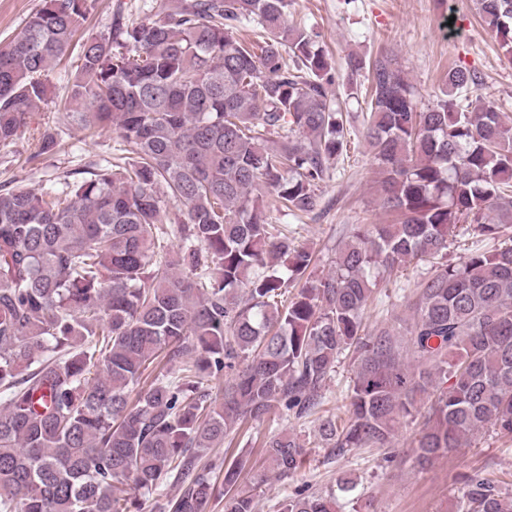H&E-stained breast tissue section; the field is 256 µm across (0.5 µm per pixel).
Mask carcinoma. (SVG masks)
Here are the masks:
<instances>
[{
  "mask_svg": "<svg viewBox=\"0 0 512 512\" xmlns=\"http://www.w3.org/2000/svg\"><path fill=\"white\" fill-rule=\"evenodd\" d=\"M95 3L43 0L0 43V148L47 103ZM478 4L512 59V0ZM290 7L176 0L134 22L118 3L109 31L82 44L59 111L115 130L127 155L60 189L0 185V512H129L123 487L149 493L166 477L182 485L167 512H206L219 492L224 512H254L247 459L219 482L202 457L248 420L315 413L348 348V420L323 415L316 435L330 456L389 448L420 412L421 465L490 431L512 439V246L440 261L458 225L484 241L512 223V117L479 97L459 108L474 84L463 69L421 112L393 56H348L370 77L363 136L394 219L360 225L314 280L312 252L273 235L266 209L314 211L348 140L336 69ZM248 24L262 38L251 46L236 37ZM57 146L47 129L32 158ZM414 260L432 271L406 332L362 328L375 288ZM263 448L280 480L308 455L287 431ZM457 509L512 512V495L475 474ZM279 512H337L336 496L298 490Z\"/></svg>",
  "mask_w": 512,
  "mask_h": 512,
  "instance_id": "carcinoma-1",
  "label": "carcinoma"
}]
</instances>
